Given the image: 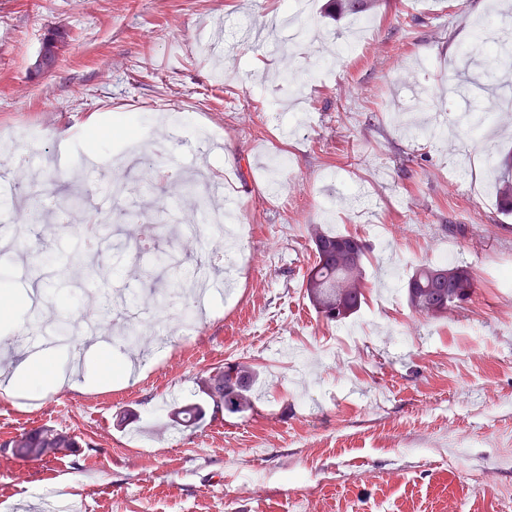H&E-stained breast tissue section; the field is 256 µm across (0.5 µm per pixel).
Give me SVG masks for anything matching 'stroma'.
I'll return each instance as SVG.
<instances>
[{"label": "stroma", "mask_w": 512, "mask_h": 512, "mask_svg": "<svg viewBox=\"0 0 512 512\" xmlns=\"http://www.w3.org/2000/svg\"><path fill=\"white\" fill-rule=\"evenodd\" d=\"M292 0H0V131L33 128L38 141L0 152V227L26 232L0 253L11 289L28 288L42 252L60 294L149 296L142 278L157 251L176 248V225L199 243L185 268L224 263L218 224L177 199L221 188L211 208L250 232L235 245L247 263L200 312L168 308V342L193 336L175 359L134 363L101 385L59 357L80 383L36 402L0 396V445L52 426L81 437L75 455L22 460L0 448V512H45L55 489L79 512H512V217L500 214L487 154L512 144V110L463 132L452 113L482 111L498 89L468 84L442 95L460 58H488L481 36L512 6L499 0H376L371 24L345 50L349 19L313 0L307 33L273 55L240 41ZM69 33L55 67L35 73L49 27ZM141 119L159 142L152 165L129 176L145 201L113 214L106 241L85 255L76 236L44 233L48 197L82 167L98 131L95 176L111 179L123 152L114 119ZM98 116L88 127L90 116ZM287 157V167L270 162ZM367 199L359 206L356 195ZM386 224L377 235L376 223ZM320 224L369 247L367 300L351 320L359 343L320 318L300 284L314 261L308 227ZM453 251L471 268V300L442 320L414 314L388 272L407 282L422 262ZM181 342V341H180ZM246 361L259 373L252 411L174 425V402L207 404L197 378Z\"/></svg>", "instance_id": "1"}]
</instances>
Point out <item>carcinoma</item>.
<instances>
[{
    "label": "carcinoma",
    "instance_id": "carcinoma-1",
    "mask_svg": "<svg viewBox=\"0 0 512 512\" xmlns=\"http://www.w3.org/2000/svg\"><path fill=\"white\" fill-rule=\"evenodd\" d=\"M69 35L61 27L48 31L39 55L55 62L68 43ZM496 193L500 211L512 214V151L494 158ZM316 262L304 276L301 291L309 304L328 323H343L355 316L366 302L367 248L363 241L350 234H335L320 224L308 227ZM476 289V280L466 265L422 263L406 283L409 308L429 319H443L448 313L468 302ZM258 382L256 369L244 362L214 367L199 379L200 391L212 403V411L242 414L253 410ZM177 424L196 427L206 411L197 403L173 408ZM5 448L21 449L20 458L40 459L44 448H65L70 456L79 447L77 436L64 434L51 426L23 432L3 444Z\"/></svg>",
    "mask_w": 512,
    "mask_h": 512
}]
</instances>
